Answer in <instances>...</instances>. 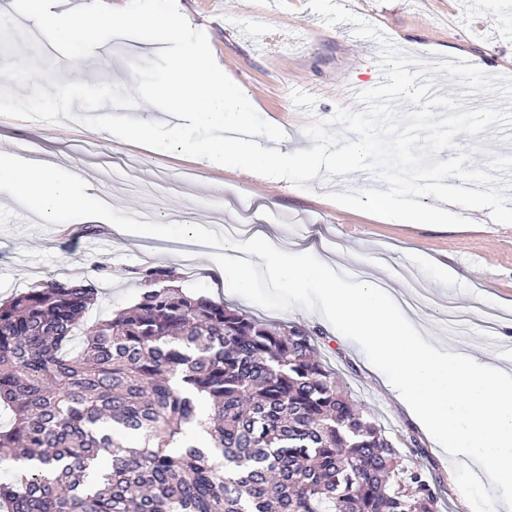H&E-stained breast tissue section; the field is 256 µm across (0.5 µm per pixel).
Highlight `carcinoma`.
<instances>
[{"label":"carcinoma","mask_w":512,"mask_h":512,"mask_svg":"<svg viewBox=\"0 0 512 512\" xmlns=\"http://www.w3.org/2000/svg\"><path fill=\"white\" fill-rule=\"evenodd\" d=\"M0 302V512H440L439 481L343 393L314 331L178 288Z\"/></svg>","instance_id":"1"}]
</instances>
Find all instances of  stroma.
<instances>
[{
	"instance_id": "1",
	"label": "stroma",
	"mask_w": 512,
	"mask_h": 512,
	"mask_svg": "<svg viewBox=\"0 0 512 512\" xmlns=\"http://www.w3.org/2000/svg\"><path fill=\"white\" fill-rule=\"evenodd\" d=\"M176 2L191 26L206 33L216 62L247 92L260 117L287 132V151L311 148L304 133L310 117L325 119L340 107L360 110L347 86L370 88L381 72L377 41L354 37L349 23L325 25L307 8V0ZM336 2L421 59H477L486 74L512 75V0ZM158 48L155 42L113 38L73 66L83 82L115 83L131 91L136 85L131 62L153 58ZM296 88L316 95L313 116L293 105ZM18 150L34 161L79 171L89 194L109 198L128 216L207 227L215 205H222L226 223L234 224L241 204H249L254 232L286 241L288 252L331 260L352 279L379 280L400 302L410 291L409 275H416L420 303L406 312L422 336L441 350L490 359L512 375V225L485 222L483 210L467 211L465 220L454 224H391L326 199L329 190L382 188L380 179L364 172L329 185L313 179L304 190L284 179H257L236 168L152 152L68 119L0 122V152ZM213 252V247H199L197 269L189 278L179 241L132 236L79 219L48 224L0 191V301L52 276L88 280L98 290L85 317L91 323L134 303L146 287L143 272L150 265L173 269L178 288L189 291L192 282L201 281V268L211 263ZM443 269L448 272L444 278L439 275ZM211 297L271 323L292 322L316 331L317 352L344 391L385 427L403 455H416L439 477L441 512H472L451 475V457L407 415L356 342L317 312L271 311L220 290ZM452 306L469 314L466 330L449 324ZM492 314L497 326L489 333L483 323Z\"/></svg>"
}]
</instances>
